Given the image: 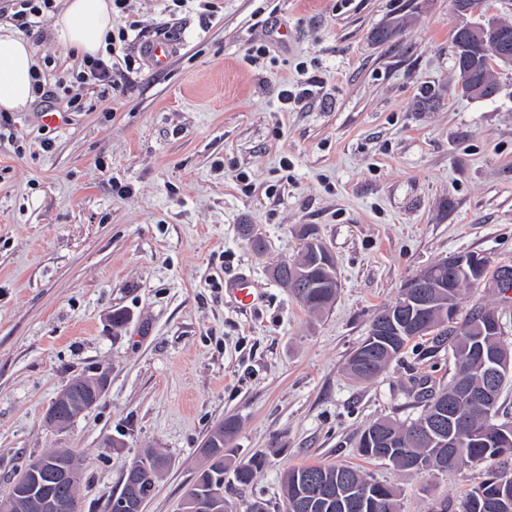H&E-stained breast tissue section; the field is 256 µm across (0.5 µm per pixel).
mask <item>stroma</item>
I'll list each match as a JSON object with an SVG mask.
<instances>
[{
	"label": "stroma",
	"mask_w": 512,
	"mask_h": 512,
	"mask_svg": "<svg viewBox=\"0 0 512 512\" xmlns=\"http://www.w3.org/2000/svg\"><path fill=\"white\" fill-rule=\"evenodd\" d=\"M130 9L140 40L169 32L165 69L143 65L103 104L74 85L87 105L52 101L60 125L33 102L0 126V493L32 457L70 448L80 512H107L128 466L158 448L170 465L144 512H178L206 438L231 417L236 458H270L251 486L225 477L230 502L274 510L284 471L321 463L397 487L400 512L453 510L484 465L413 472L357 454L374 421L423 414L412 387L447 385L451 350L414 339L367 382L345 366L420 270L468 252L512 266V68L494 70V98L456 93L452 0H224L207 23L200 0ZM54 18L28 35L56 62L49 91L57 68L83 67ZM402 18L393 39H372ZM258 45L266 55L249 60ZM309 75L313 95L282 110V84ZM305 226L341 280L319 315L269 275L297 257ZM232 277L252 282V307L227 292ZM480 304L512 334V292L463 289L460 314ZM99 374L100 402L50 427L59 390Z\"/></svg>",
	"instance_id": "obj_1"
}]
</instances>
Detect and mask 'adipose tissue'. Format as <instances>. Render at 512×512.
I'll list each match as a JSON object with an SVG mask.
<instances>
[{"instance_id":"adipose-tissue-1","label":"adipose tissue","mask_w":512,"mask_h":512,"mask_svg":"<svg viewBox=\"0 0 512 512\" xmlns=\"http://www.w3.org/2000/svg\"><path fill=\"white\" fill-rule=\"evenodd\" d=\"M52 29L68 49L82 57L106 47L112 30V0H64ZM38 67L29 39L0 25V111H24L34 99L32 72Z\"/></svg>"}]
</instances>
